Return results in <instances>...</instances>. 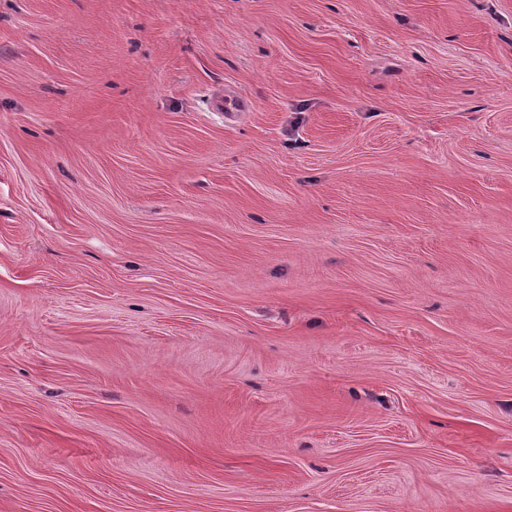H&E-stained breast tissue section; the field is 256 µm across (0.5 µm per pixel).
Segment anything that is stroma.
<instances>
[{"mask_svg": "<svg viewBox=\"0 0 512 512\" xmlns=\"http://www.w3.org/2000/svg\"><path fill=\"white\" fill-rule=\"evenodd\" d=\"M0 512H512V0H0Z\"/></svg>", "mask_w": 512, "mask_h": 512, "instance_id": "1", "label": "stroma"}]
</instances>
